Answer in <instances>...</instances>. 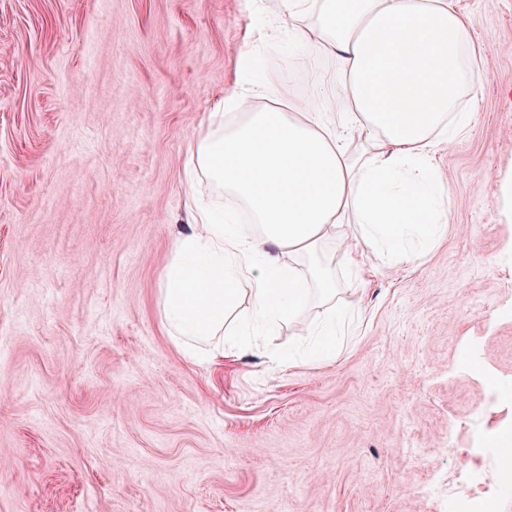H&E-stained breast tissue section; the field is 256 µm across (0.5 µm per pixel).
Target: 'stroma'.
<instances>
[{
  "instance_id": "stroma-1",
  "label": "stroma",
  "mask_w": 512,
  "mask_h": 512,
  "mask_svg": "<svg viewBox=\"0 0 512 512\" xmlns=\"http://www.w3.org/2000/svg\"><path fill=\"white\" fill-rule=\"evenodd\" d=\"M490 64L438 147L448 232L423 261L318 254L366 318L330 363L303 322L211 367L157 300L189 221L188 148L238 63L343 109L282 0H0V512H448L512 431V0H457ZM277 17L279 29L265 20Z\"/></svg>"
}]
</instances>
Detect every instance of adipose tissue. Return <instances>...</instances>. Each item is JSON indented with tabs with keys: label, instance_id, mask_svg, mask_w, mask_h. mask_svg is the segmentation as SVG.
<instances>
[{
	"label": "adipose tissue",
	"instance_id": "obj_1",
	"mask_svg": "<svg viewBox=\"0 0 512 512\" xmlns=\"http://www.w3.org/2000/svg\"><path fill=\"white\" fill-rule=\"evenodd\" d=\"M289 17L317 11L316 30L336 63L346 104L331 116L319 92L292 97L264 73L259 97L224 102L188 157V176H205L237 195L256 232L234 213L191 207L160 282L159 310L189 359L214 365L225 351L302 317L311 297L324 305L306 328L310 359L331 361L346 313L329 274L307 276L299 259L337 241L355 262L360 245L388 261L424 258L447 230L443 181L434 164L441 143L470 128L463 97L480 86L487 59L456 0H283ZM287 102V111L276 105ZM238 120L228 125L225 111ZM361 149L350 153L349 134ZM250 304L240 308L241 294Z\"/></svg>",
	"mask_w": 512,
	"mask_h": 512
}]
</instances>
